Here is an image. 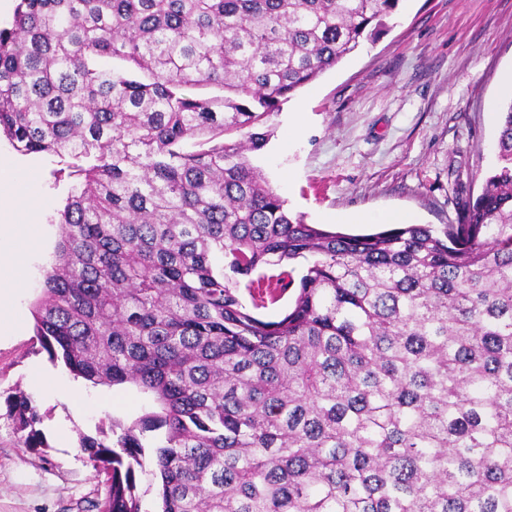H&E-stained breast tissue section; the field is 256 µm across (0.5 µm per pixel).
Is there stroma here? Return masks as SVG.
I'll return each mask as SVG.
<instances>
[{
	"mask_svg": "<svg viewBox=\"0 0 512 512\" xmlns=\"http://www.w3.org/2000/svg\"><path fill=\"white\" fill-rule=\"evenodd\" d=\"M375 41L363 42L299 90L275 113L267 146L250 154L288 209L306 223L343 233L380 231L353 214L403 211L436 230L461 223L497 163L496 110L512 75V0H401ZM300 130L290 135L288 126ZM22 203H39L36 247L23 263L17 294L21 324L0 334V512H97L106 494L83 436L101 425L131 423L153 410L136 387H83L79 399L48 394L34 379L70 380L35 335L32 308L54 261L63 206L55 158L23 156L0 135V172ZM29 395L41 415L46 447H20L7 399Z\"/></svg>",
	"mask_w": 512,
	"mask_h": 512,
	"instance_id": "stroma-1",
	"label": "stroma"
}]
</instances>
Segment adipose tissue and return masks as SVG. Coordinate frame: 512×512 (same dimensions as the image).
Wrapping results in <instances>:
<instances>
[{
    "mask_svg": "<svg viewBox=\"0 0 512 512\" xmlns=\"http://www.w3.org/2000/svg\"><path fill=\"white\" fill-rule=\"evenodd\" d=\"M33 214V208L20 206L12 196L0 193V331L16 324L12 308L21 286V264L31 244L26 234L18 232L17 223Z\"/></svg>",
    "mask_w": 512,
    "mask_h": 512,
    "instance_id": "ef3b65f1",
    "label": "adipose tissue"
}]
</instances>
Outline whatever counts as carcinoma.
Returning a JSON list of instances; mask_svg holds the SVG:
<instances>
[{
    "label": "carcinoma",
    "instance_id": "cac0c4a2",
    "mask_svg": "<svg viewBox=\"0 0 512 512\" xmlns=\"http://www.w3.org/2000/svg\"><path fill=\"white\" fill-rule=\"evenodd\" d=\"M398 3L19 0L0 28V134L68 179L36 336L156 406L81 438L102 512H142L138 471L160 512H512V102L440 235L308 224L246 156ZM10 416L45 447L29 398ZM297 295V290L289 288L287 292L281 295L280 299L275 304H268L265 308L255 310L256 314L267 321H275L281 319L284 314L290 309Z\"/></svg>",
    "mask_w": 512,
    "mask_h": 512
}]
</instances>
